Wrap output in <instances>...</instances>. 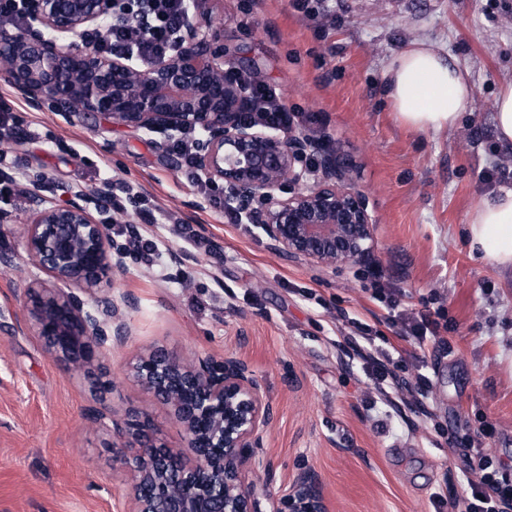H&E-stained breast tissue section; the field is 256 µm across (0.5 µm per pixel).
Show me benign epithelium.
I'll return each mask as SVG.
<instances>
[{
    "mask_svg": "<svg viewBox=\"0 0 512 512\" xmlns=\"http://www.w3.org/2000/svg\"><path fill=\"white\" fill-rule=\"evenodd\" d=\"M205 2L194 0L175 54L143 68L127 54L106 58L78 43L112 18L113 0H28L41 30H0V73L36 106L48 101L71 115L101 113L167 139L199 131V167L247 205L242 220L272 248L328 269L366 261L374 224L364 193L331 151L312 182L300 163L321 146L245 121L250 96L224 76L233 58L224 56L219 28L196 21ZM108 223L105 203L83 193L64 204L39 191L30 197L23 248L53 285L28 286L24 305L48 352L69 363L90 367L129 336L120 304L107 300L99 314L80 296L126 264L127 254L109 243ZM133 378L172 409L197 458L186 466L156 438L149 418L128 421L123 447L137 449L126 461L134 512H327L319 478L307 468L275 493L256 489L254 478L270 474L254 452L270 412L246 362L227 354L190 364L155 348L133 365Z\"/></svg>",
    "mask_w": 512,
    "mask_h": 512,
    "instance_id": "obj_1",
    "label": "benign epithelium"
}]
</instances>
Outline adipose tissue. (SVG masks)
<instances>
[{"mask_svg":"<svg viewBox=\"0 0 512 512\" xmlns=\"http://www.w3.org/2000/svg\"><path fill=\"white\" fill-rule=\"evenodd\" d=\"M384 91L401 123L415 131H453L473 103V88L458 59L432 44L412 43L394 55ZM469 249L512 277V187L482 198L466 224Z\"/></svg>","mask_w":512,"mask_h":512,"instance_id":"ef3b65f1","label":"adipose tissue"}]
</instances>
